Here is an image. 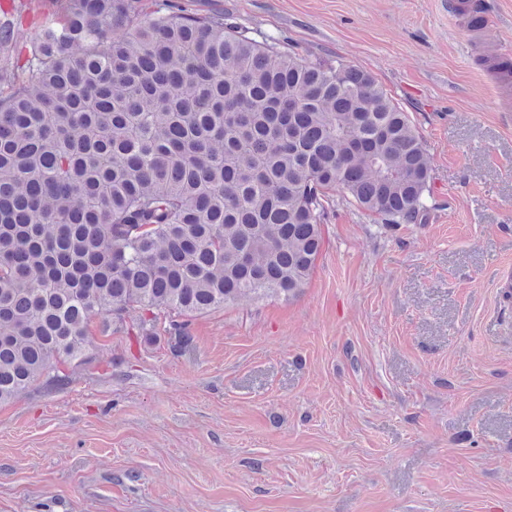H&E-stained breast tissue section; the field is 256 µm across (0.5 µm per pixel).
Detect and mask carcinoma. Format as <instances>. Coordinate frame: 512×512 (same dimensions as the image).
Returning <instances> with one entry per match:
<instances>
[{
  "instance_id": "1",
  "label": "carcinoma",
  "mask_w": 512,
  "mask_h": 512,
  "mask_svg": "<svg viewBox=\"0 0 512 512\" xmlns=\"http://www.w3.org/2000/svg\"><path fill=\"white\" fill-rule=\"evenodd\" d=\"M122 35L115 36L116 31ZM0 23V403L60 388L90 324L293 299L334 193L376 224L431 211V158L360 67L166 0H65L11 62Z\"/></svg>"
}]
</instances>
